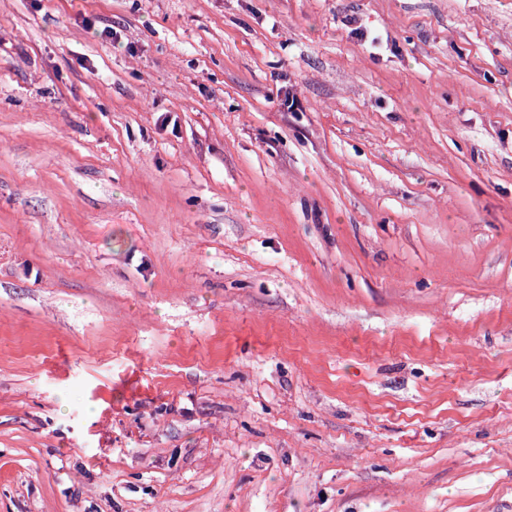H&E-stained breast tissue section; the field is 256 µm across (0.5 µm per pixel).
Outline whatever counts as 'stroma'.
Wrapping results in <instances>:
<instances>
[{
	"label": "stroma",
	"instance_id": "stroma-1",
	"mask_svg": "<svg viewBox=\"0 0 512 512\" xmlns=\"http://www.w3.org/2000/svg\"><path fill=\"white\" fill-rule=\"evenodd\" d=\"M0 512H512V0H0Z\"/></svg>",
	"mask_w": 512,
	"mask_h": 512
}]
</instances>
